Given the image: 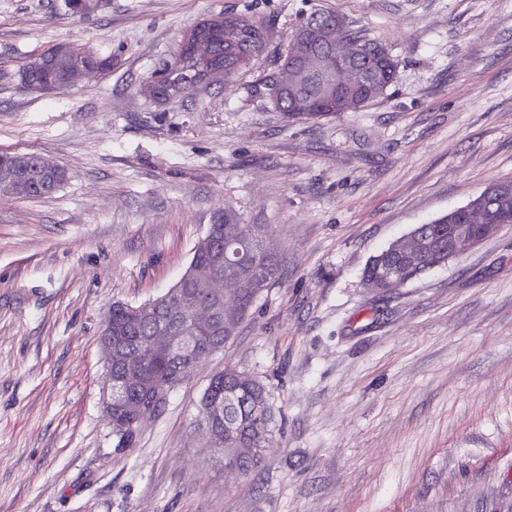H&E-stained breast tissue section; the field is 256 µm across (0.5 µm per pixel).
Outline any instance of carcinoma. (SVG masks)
<instances>
[{"instance_id": "cac0c4a2", "label": "carcinoma", "mask_w": 512, "mask_h": 512, "mask_svg": "<svg viewBox=\"0 0 512 512\" xmlns=\"http://www.w3.org/2000/svg\"><path fill=\"white\" fill-rule=\"evenodd\" d=\"M198 38L208 47L205 56L195 51ZM267 40L263 24L246 15L235 14L231 23L211 19L195 28L193 39L181 42L173 63L161 78V91L170 98L176 96L201 83L214 68L224 69V79L228 80L265 50ZM327 54L347 61L349 71L342 75L334 66L304 69L309 58ZM38 60L33 76L46 83L56 81L77 62L88 61L100 73L112 68V58L97 55L88 60L76 46L67 54L53 46L39 54ZM398 67V60L387 47L354 28L344 15L313 11L294 30L279 69L268 78L266 86L269 95L276 97L275 108L286 119L315 121L371 106L396 81ZM17 161L26 171L24 183L11 190L18 198L49 197L67 181L63 166L36 152H1L0 181L4 167ZM505 183L502 198H491L487 205L499 212L503 223L512 224V179ZM417 231L423 242L422 260L427 264L442 260L448 249V216L420 224ZM279 265L273 240L260 234L256 225L240 223L237 214L229 209L219 221L216 240L204 237L194 247L185 276L179 280L181 287H173L144 305L113 304L112 339L124 350L125 360L112 366V379L133 375L144 383L140 389L129 390L127 400L139 403L149 398L152 414L156 415L166 406L171 390L183 381L179 377L181 358L151 348L147 337L156 335L161 325L175 319L183 334L194 337L204 349L199 358V364H204L235 336L257 296L275 283ZM418 270L419 266L401 262L387 249L370 260L364 277L377 281L391 277L404 282ZM220 280L229 286L236 308L223 315L220 327L212 328L196 319V311L212 304L214 284ZM201 408V423L217 434V447L224 452L225 464L245 473L256 469L275 415L264 385L227 366L210 379ZM112 416L124 424L116 431L118 446H131L138 416L124 410L122 404L113 407Z\"/></svg>"}]
</instances>
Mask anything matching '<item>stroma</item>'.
I'll return each instance as SVG.
<instances>
[{
	"label": "stroma",
	"instance_id": "obj_1",
	"mask_svg": "<svg viewBox=\"0 0 512 512\" xmlns=\"http://www.w3.org/2000/svg\"><path fill=\"white\" fill-rule=\"evenodd\" d=\"M322 9L399 62L359 112L291 122L263 84ZM249 11L265 51L233 85L146 87L198 22ZM59 42L111 57L64 90L21 74ZM68 171L0 192V512H512V224L377 295L371 257L512 179V0H0V152ZM281 258L222 351L141 421L109 424L101 331L165 294L216 213ZM268 387L258 470H226L198 423L212 374ZM22 162L26 178L18 188L8 190L18 198H44L59 190L67 181L66 169L36 152H1L0 181L3 180L5 166Z\"/></svg>",
	"mask_w": 512,
	"mask_h": 512
}]
</instances>
